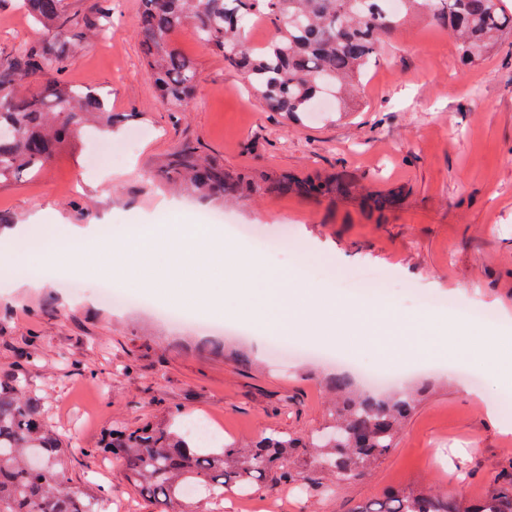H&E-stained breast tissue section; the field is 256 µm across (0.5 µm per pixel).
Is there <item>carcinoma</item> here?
<instances>
[{
    "mask_svg": "<svg viewBox=\"0 0 512 512\" xmlns=\"http://www.w3.org/2000/svg\"><path fill=\"white\" fill-rule=\"evenodd\" d=\"M142 0L137 25L149 72L164 103L181 105L196 84L193 63L172 44L186 26L224 56L271 112L297 117L315 109L323 95L336 98V111L359 87L384 45V38L409 15L431 5L432 16L448 27L466 64L512 37V9L504 0ZM44 25L48 41L19 52L0 69V183L38 173L65 145L93 125L114 127V113L93 89L60 79L65 68L73 18L66 0H24ZM261 19L271 36L250 48L243 23ZM170 171L200 195L268 188L253 178H230L224 169L184 148L172 156ZM279 187L308 196L347 195L348 184L284 180ZM336 402L330 424L301 439L271 431L247 446L209 438L180 425L114 423L95 448H71L46 424L39 399L22 372L0 377V512H103L106 489L89 492L68 484L72 459L110 457L123 467L127 484L160 503L158 512H201L224 494V486L253 491L269 475L306 487L305 464L296 448H313L312 462L345 480L366 474L391 448L417 391L397 396L369 394L346 376L332 381ZM355 512H512V467L504 468L472 499L426 489L393 490Z\"/></svg>",
    "mask_w": 512,
    "mask_h": 512,
    "instance_id": "obj_1",
    "label": "carcinoma"
}]
</instances>
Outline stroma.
Returning a JSON list of instances; mask_svg holds the SVG:
<instances>
[{
  "instance_id": "1",
  "label": "stroma",
  "mask_w": 512,
  "mask_h": 512,
  "mask_svg": "<svg viewBox=\"0 0 512 512\" xmlns=\"http://www.w3.org/2000/svg\"><path fill=\"white\" fill-rule=\"evenodd\" d=\"M76 23L64 78L95 87L119 119L110 140L123 158L102 153L96 134L71 139L39 173L0 184V232L34 225L43 245L75 224H194L217 217L253 227L262 238L290 233L308 257L263 252V259L311 271L357 295L350 274L383 272L384 294L405 313L416 298L440 300V314L468 307L493 313L512 332V38L472 65L431 14L409 16L347 105L349 117L314 112L291 119L268 111L222 55L191 29L173 38L194 63L198 81L183 108L162 104L136 26L141 0H66ZM110 14L106 34L97 11ZM47 39L19 0H0V61ZM231 175L266 181L285 175L340 177L353 198H306L267 190L219 199L189 193L167 179L172 154L185 146ZM399 189L401 205L380 213L365 195ZM47 259L45 274L19 277L0 265V375L25 371L45 418L75 448H92L112 422H165L173 408L200 419L224 439L243 444L272 430L305 436L324 427L346 347L328 342L331 359L280 358L272 331L227 335L161 316L168 303L134 289L136 303L101 302L90 279L68 282L71 265ZM37 356L28 365L27 355ZM503 366L483 362L468 372L421 379L416 409L393 448L366 475L341 480L308 469L304 491L263 483L238 512H355L391 487L480 495L512 462V421L499 408ZM71 486L104 484L105 512H152L115 465L92 476L82 459Z\"/></svg>"
}]
</instances>
